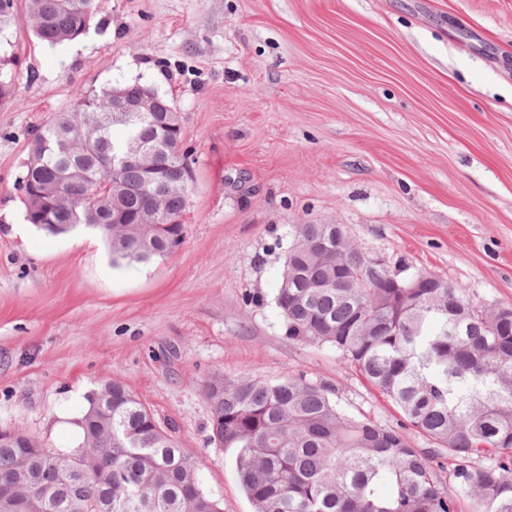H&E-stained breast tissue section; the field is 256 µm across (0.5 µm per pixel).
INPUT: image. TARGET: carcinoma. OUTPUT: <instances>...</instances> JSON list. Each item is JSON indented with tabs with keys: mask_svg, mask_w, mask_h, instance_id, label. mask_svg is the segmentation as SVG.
<instances>
[{
	"mask_svg": "<svg viewBox=\"0 0 512 512\" xmlns=\"http://www.w3.org/2000/svg\"><path fill=\"white\" fill-rule=\"evenodd\" d=\"M95 0H27L24 25L40 41L66 44L84 34ZM112 88L77 93L74 108L38 128L41 155L23 163L25 214L52 235L84 224L112 240V265L147 263L183 243L189 188L174 189L183 130L165 125L176 107L163 96L120 135L105 125ZM132 136L155 151L163 177L128 164L113 180L100 157ZM144 214L157 223L144 230ZM126 220L120 227L113 222ZM339 224H298L283 255L276 307L285 335L336 350L401 412L403 427L343 409L335 391L302 373L275 381L214 375L203 385L209 442L231 450L255 512H512V305L478 308L465 288L384 264L400 287L370 279V256L336 237ZM112 428L83 414L71 451L41 441L28 450L0 444V478L19 477L39 512H223L202 488L197 460L179 447L124 384L104 381ZM411 429L435 447L410 443ZM103 453L110 473L73 481L66 462ZM452 468L445 472L441 459Z\"/></svg>",
	"mask_w": 512,
	"mask_h": 512,
	"instance_id": "obj_1",
	"label": "carcinoma"
}]
</instances>
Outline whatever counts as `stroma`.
<instances>
[{
	"instance_id": "1",
	"label": "stroma",
	"mask_w": 512,
	"mask_h": 512,
	"mask_svg": "<svg viewBox=\"0 0 512 512\" xmlns=\"http://www.w3.org/2000/svg\"><path fill=\"white\" fill-rule=\"evenodd\" d=\"M62 46L0 18V426L68 448L63 408L124 382L195 456L223 512H253L208 444L204 381L304 372L384 426L401 416L275 306L298 224L344 225L407 274L512 304V0H95ZM140 82L182 116L184 241L116 267L98 236L24 219L27 143L78 90Z\"/></svg>"
}]
</instances>
